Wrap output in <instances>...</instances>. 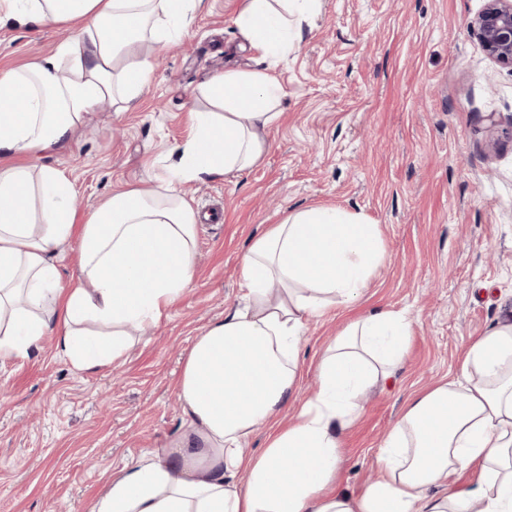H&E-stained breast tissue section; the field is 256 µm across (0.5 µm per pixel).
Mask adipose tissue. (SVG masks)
<instances>
[{"mask_svg":"<svg viewBox=\"0 0 512 512\" xmlns=\"http://www.w3.org/2000/svg\"><path fill=\"white\" fill-rule=\"evenodd\" d=\"M203 0H0V24L68 26L52 54L0 69V360L55 334L81 370L120 360L129 328L159 325L193 282L199 211L180 193L200 175L258 165L282 118L273 64L294 51L322 0H243L234 23L262 67L210 77L211 110L190 115L191 139L162 182L112 192L84 211L73 185L41 165L67 148L104 101L125 110L153 65L129 52L184 38ZM77 250L78 274L60 267ZM383 248L375 225L326 206L284 212L239 262L241 307L196 336L177 387L186 428L162 456L112 478L89 512H512V322L464 353L457 380L414 398L387 433L376 479L336 487L340 434L358 395L401 363L412 335L402 312L352 319L319 365L320 389L260 455L247 439L279 414L298 383L306 324L364 293ZM478 468L472 485L449 477Z\"/></svg>","mask_w":512,"mask_h":512,"instance_id":"adipose-tissue-1","label":"adipose tissue"}]
</instances>
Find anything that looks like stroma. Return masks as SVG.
<instances>
[{
	"mask_svg": "<svg viewBox=\"0 0 512 512\" xmlns=\"http://www.w3.org/2000/svg\"><path fill=\"white\" fill-rule=\"evenodd\" d=\"M486 0H324L275 76L284 118L262 163L182 190L220 221L198 226L195 276L123 359L91 371L58 357L53 337L0 362V512H88L112 475L162 452L187 423L177 381L193 342L241 302L242 254L282 212L334 206L377 225L384 259L362 298L312 320L292 402L252 436L262 450L318 387L333 336L354 316L406 311L402 363L361 398L342 433L339 489L359 494L408 403L459 373L465 350L512 322V67L494 62L469 24ZM241 0H205L180 42L150 57L152 80L124 111L100 106L71 147L43 157L78 206L167 175L217 72L253 67L233 18ZM64 26L0 28V67L53 51Z\"/></svg>",
	"mask_w": 512,
	"mask_h": 512,
	"instance_id": "stroma-1",
	"label": "stroma"
}]
</instances>
